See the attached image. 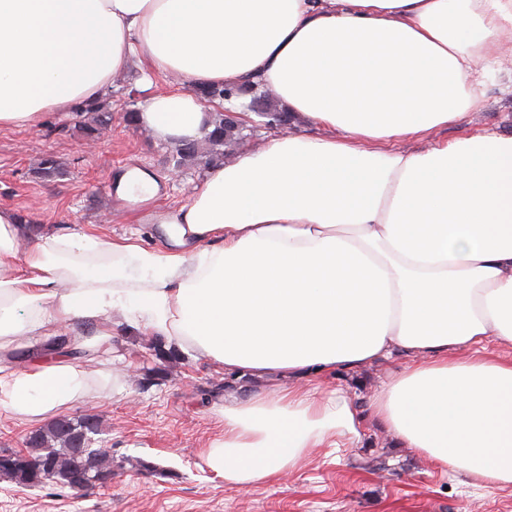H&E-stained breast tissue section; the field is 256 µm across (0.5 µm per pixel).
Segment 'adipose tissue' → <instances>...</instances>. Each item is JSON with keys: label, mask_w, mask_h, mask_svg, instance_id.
<instances>
[{"label": "adipose tissue", "mask_w": 512, "mask_h": 512, "mask_svg": "<svg viewBox=\"0 0 512 512\" xmlns=\"http://www.w3.org/2000/svg\"><path fill=\"white\" fill-rule=\"evenodd\" d=\"M512 34V0H0V128L35 127L106 97L139 63L140 119L203 137L197 91L273 88L322 137L271 136L213 166L164 215L165 247L136 234L43 235L0 208V410L42 421L100 397L80 364L43 356L53 328L94 352L146 331L276 393L224 405L203 451L226 485L284 478L367 420L440 471L512 487V135L403 150L477 111ZM180 78L156 93L151 74ZM472 356H462V349ZM403 353L357 408L309 376Z\"/></svg>", "instance_id": "1"}]
</instances>
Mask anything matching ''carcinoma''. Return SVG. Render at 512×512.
Segmentation results:
<instances>
[{
    "label": "carcinoma",
    "mask_w": 512,
    "mask_h": 512,
    "mask_svg": "<svg viewBox=\"0 0 512 512\" xmlns=\"http://www.w3.org/2000/svg\"><path fill=\"white\" fill-rule=\"evenodd\" d=\"M233 98L250 95L259 98L253 89L206 87L198 95L209 101H224L226 95ZM78 127L92 137L112 122V104L105 98L100 102L86 104L72 112ZM213 130L206 135L214 148L224 146V140L237 142L244 139L242 131L224 129V115L212 122ZM219 158L217 154L202 155L196 143L171 150L174 166L181 167L191 161L199 166H208ZM100 419L96 414L77 417H60L34 430L25 437L24 448H0V475L6 476L20 486L34 487L52 482L73 488V475L93 463L91 472L103 477L112 475V449L93 447L92 436L98 434Z\"/></svg>",
    "instance_id": "obj_1"
}]
</instances>
